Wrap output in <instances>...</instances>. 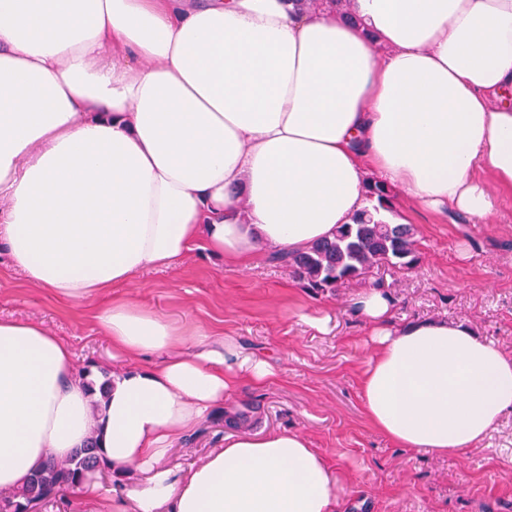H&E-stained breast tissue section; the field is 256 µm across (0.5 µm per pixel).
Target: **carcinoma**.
Returning a JSON list of instances; mask_svg holds the SVG:
<instances>
[{
	"mask_svg": "<svg viewBox=\"0 0 512 512\" xmlns=\"http://www.w3.org/2000/svg\"><path fill=\"white\" fill-rule=\"evenodd\" d=\"M368 193L370 200L376 202L375 211H393L391 188L376 181L368 186ZM272 260L288 266L304 287L325 294L336 292L346 281L366 277L374 268L412 269L419 255L413 225L392 224L364 211L354 218V223L338 227L332 237L302 250L276 252ZM98 469L110 471L112 463L104 458L93 436L69 459L50 463L36 472L26 486L19 489L21 502L15 504V512H29L60 492L82 485L87 475Z\"/></svg>",
	"mask_w": 512,
	"mask_h": 512,
	"instance_id": "cac0c4a2",
	"label": "carcinoma"
}]
</instances>
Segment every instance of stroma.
Returning <instances> with one entry per match:
<instances>
[{
  "label": "stroma",
  "instance_id": "35a3bbf8",
  "mask_svg": "<svg viewBox=\"0 0 512 512\" xmlns=\"http://www.w3.org/2000/svg\"><path fill=\"white\" fill-rule=\"evenodd\" d=\"M394 218L416 230L420 261L410 270L379 268L332 294L303 288L270 256L239 267L198 248L174 268L149 270L114 287L112 298L150 307L178 324L232 338L260 355L275 377L263 388L244 383L228 405L254 430L288 428L348 471V512H512V412L463 457H435L393 445L368 424L359 375L372 342L354 313L357 295L383 280L398 322L448 318L512 353V196L500 195L489 221L433 211L396 189ZM101 300L63 303L27 283L0 243V317L41 322L70 343L77 371L112 374V348L96 329ZM326 314L329 332L308 317ZM230 431L215 408L173 445L181 469L223 447Z\"/></svg>",
  "mask_w": 512,
  "mask_h": 512
}]
</instances>
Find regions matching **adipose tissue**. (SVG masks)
<instances>
[{"mask_svg":"<svg viewBox=\"0 0 512 512\" xmlns=\"http://www.w3.org/2000/svg\"><path fill=\"white\" fill-rule=\"evenodd\" d=\"M373 179L479 220L512 192V0H0V242L60 300L198 246L302 249L370 208ZM355 309L364 413L396 446L457 456L512 411V355L471 326L394 322L380 288ZM95 320L124 365L105 395L67 342L0 318V494L96 429L137 476L102 512H344L345 468L298 430L169 466L241 381L273 376L267 359L128 299Z\"/></svg>","mask_w":512,"mask_h":512,"instance_id":"1","label":"adipose tissue"}]
</instances>
